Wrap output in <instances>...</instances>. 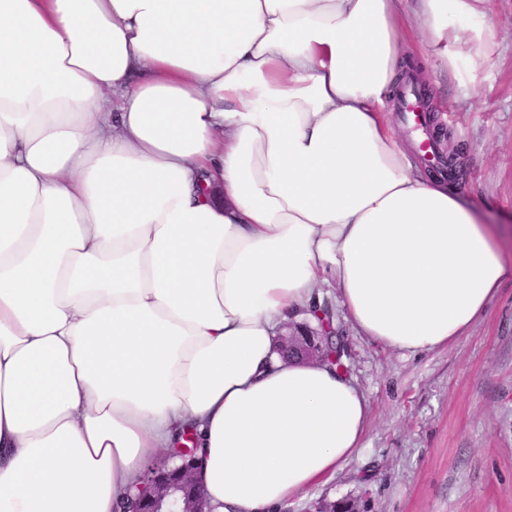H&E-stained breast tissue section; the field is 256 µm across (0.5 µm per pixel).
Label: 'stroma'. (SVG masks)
Returning a JSON list of instances; mask_svg holds the SVG:
<instances>
[{"mask_svg": "<svg viewBox=\"0 0 512 512\" xmlns=\"http://www.w3.org/2000/svg\"><path fill=\"white\" fill-rule=\"evenodd\" d=\"M491 27L475 87L436 72L426 49V94L441 136L460 156L454 183L512 255V0H485ZM336 328L346 371L367 394L366 446L334 476L281 505L312 512L322 500L358 512H512V283L445 348L410 354Z\"/></svg>", "mask_w": 512, "mask_h": 512, "instance_id": "1", "label": "stroma"}]
</instances>
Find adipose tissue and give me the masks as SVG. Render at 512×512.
I'll return each mask as SVG.
<instances>
[{
    "label": "adipose tissue",
    "instance_id": "adipose-tissue-1",
    "mask_svg": "<svg viewBox=\"0 0 512 512\" xmlns=\"http://www.w3.org/2000/svg\"><path fill=\"white\" fill-rule=\"evenodd\" d=\"M477 0H0V512H113L194 440L214 512H274L370 403L280 327L448 347L512 261L386 118L407 31L476 82Z\"/></svg>",
    "mask_w": 512,
    "mask_h": 512
}]
</instances>
